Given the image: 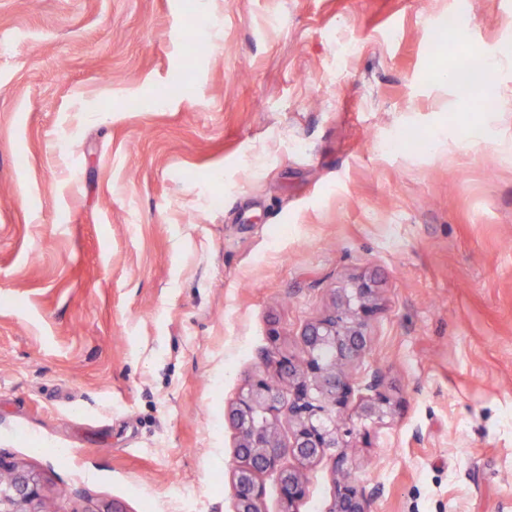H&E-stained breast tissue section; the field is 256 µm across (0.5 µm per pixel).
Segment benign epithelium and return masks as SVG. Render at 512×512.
<instances>
[{
	"instance_id": "benign-epithelium-1",
	"label": "benign epithelium",
	"mask_w": 512,
	"mask_h": 512,
	"mask_svg": "<svg viewBox=\"0 0 512 512\" xmlns=\"http://www.w3.org/2000/svg\"><path fill=\"white\" fill-rule=\"evenodd\" d=\"M374 296V285L366 279L340 289L333 309L303 330L306 359L299 361L282 352L268 355L288 392L257 378L238 398L231 412L240 434L237 452L241 456V465L233 472L235 512H255V506L263 502L259 478L264 474L276 477L284 512H295L296 503L305 495L307 479L302 471L285 466L284 457L310 462L332 448L346 447V437L354 430L346 410L355 392L348 367L365 353L366 326L376 308ZM359 399L357 416L361 421H381L391 414L390 399L382 391L377 373ZM284 420L291 430L286 446L278 435ZM0 471L12 477L7 488H0V512H29L27 506L39 498L37 480L1 463ZM369 507L364 485L347 477L336 482L327 512H370Z\"/></svg>"
}]
</instances>
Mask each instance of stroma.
<instances>
[{"mask_svg": "<svg viewBox=\"0 0 512 512\" xmlns=\"http://www.w3.org/2000/svg\"><path fill=\"white\" fill-rule=\"evenodd\" d=\"M510 48L512 0H0V462L49 512H233L236 401L365 278L396 410L297 512L345 470L512 512V63L451 78Z\"/></svg>", "mask_w": 512, "mask_h": 512, "instance_id": "obj_1", "label": "stroma"}]
</instances>
